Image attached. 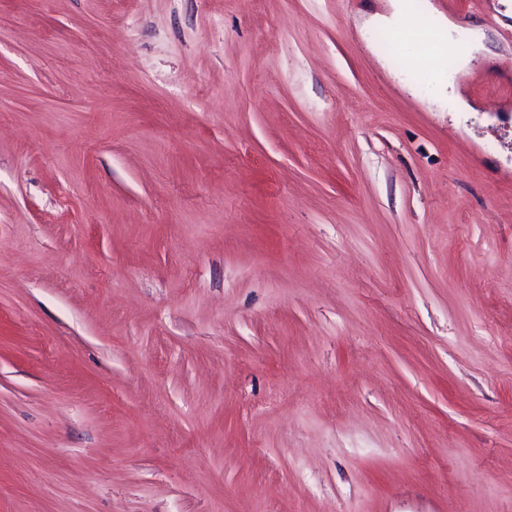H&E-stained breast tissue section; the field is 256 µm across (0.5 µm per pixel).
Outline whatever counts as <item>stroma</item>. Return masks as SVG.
Returning a JSON list of instances; mask_svg holds the SVG:
<instances>
[{
    "mask_svg": "<svg viewBox=\"0 0 512 512\" xmlns=\"http://www.w3.org/2000/svg\"><path fill=\"white\" fill-rule=\"evenodd\" d=\"M445 112L388 0H0V512H512V18Z\"/></svg>",
    "mask_w": 512,
    "mask_h": 512,
    "instance_id": "obj_1",
    "label": "stroma"
}]
</instances>
